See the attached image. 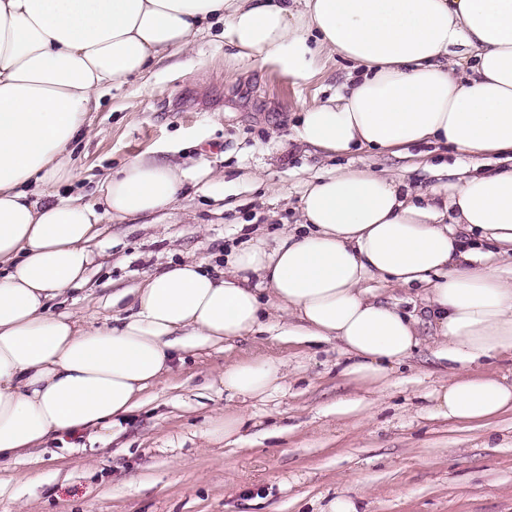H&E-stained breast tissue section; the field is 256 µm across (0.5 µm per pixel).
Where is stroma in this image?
<instances>
[{"label":"stroma","instance_id":"35a3bbf8","mask_svg":"<svg viewBox=\"0 0 512 512\" xmlns=\"http://www.w3.org/2000/svg\"><path fill=\"white\" fill-rule=\"evenodd\" d=\"M350 72L336 55L297 83L225 57L223 42L204 33L143 80L111 88L90 137L74 145L80 175L63 193L94 198L106 174L153 153L192 170L208 162L224 174V197L190 179L167 212L110 222L90 288L107 294L190 255L223 266L253 235L298 223L307 181L338 166L406 167L411 188L440 184L404 156L326 158L293 142L299 112ZM257 357L285 361L280 389L245 402L215 384L228 365ZM343 360L336 341L268 332L174 363L123 430L1 458L0 512H322L336 498L355 499L359 512H512V412L486 426L431 414L426 397L446 367L427 343L382 387L343 376ZM239 407L251 418L241 441L208 435L212 418Z\"/></svg>","mask_w":512,"mask_h":512}]
</instances>
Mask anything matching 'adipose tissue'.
Listing matches in <instances>:
<instances>
[{
	"label": "adipose tissue",
	"mask_w": 512,
	"mask_h": 512,
	"mask_svg": "<svg viewBox=\"0 0 512 512\" xmlns=\"http://www.w3.org/2000/svg\"><path fill=\"white\" fill-rule=\"evenodd\" d=\"M221 24L235 61L298 82L322 53L352 62L351 86L303 109L293 139L327 155L452 149L447 187L412 189L402 171L345 167L308 182L299 227L231 249L226 269L185 259L104 297L111 323L51 313L81 286L105 219L175 203L186 171L137 156L99 196H61L78 177L68 150L89 135L105 90L140 78ZM497 158L498 168L487 166ZM512 0H0V458L48 439L110 429L177 357L278 328L337 341L350 379L385 380L429 321L448 381L434 415L489 423L512 412ZM419 287L424 316L384 289ZM279 365L242 360L220 382L259 399Z\"/></svg>",
	"instance_id": "obj_1"
}]
</instances>
